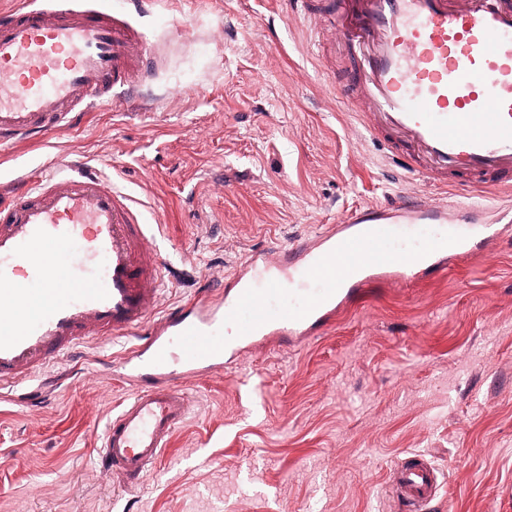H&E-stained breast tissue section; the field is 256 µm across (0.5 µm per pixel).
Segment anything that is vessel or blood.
<instances>
[{"label": "vessel or blood", "mask_w": 512, "mask_h": 512, "mask_svg": "<svg viewBox=\"0 0 512 512\" xmlns=\"http://www.w3.org/2000/svg\"><path fill=\"white\" fill-rule=\"evenodd\" d=\"M351 60L342 90L388 152L433 184L481 177L512 190V0H324ZM144 0H18L0 11V146L74 127L149 71L132 22ZM414 242L444 224L441 202L393 198L353 210L314 236L256 254L219 287L160 309L162 264L141 205L80 161L26 176L0 205V400L50 363L95 341L131 339L121 358L133 386L107 421L99 458L123 485L145 482L189 405L183 380L223 372L243 345L296 342L324 328L369 280L437 275L446 250L489 249L512 222ZM79 248V263L65 254ZM409 512H426L439 474L423 456L394 471Z\"/></svg>", "instance_id": "obj_1"}]
</instances>
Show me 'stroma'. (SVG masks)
<instances>
[{
  "label": "stroma",
  "instance_id": "35a3bbf8",
  "mask_svg": "<svg viewBox=\"0 0 512 512\" xmlns=\"http://www.w3.org/2000/svg\"><path fill=\"white\" fill-rule=\"evenodd\" d=\"M161 56L130 102L0 150L14 169L79 160L159 225L171 306L269 245L409 193L493 207L386 154L321 66L314 16L283 0H160L134 15ZM83 349L52 363L44 404L0 402V512H407L404 455L443 482L429 512H512V225L447 271L369 283L328 330L256 345L185 381L190 414L145 483L99 469L105 423L130 395Z\"/></svg>",
  "mask_w": 512,
  "mask_h": 512
}]
</instances>
